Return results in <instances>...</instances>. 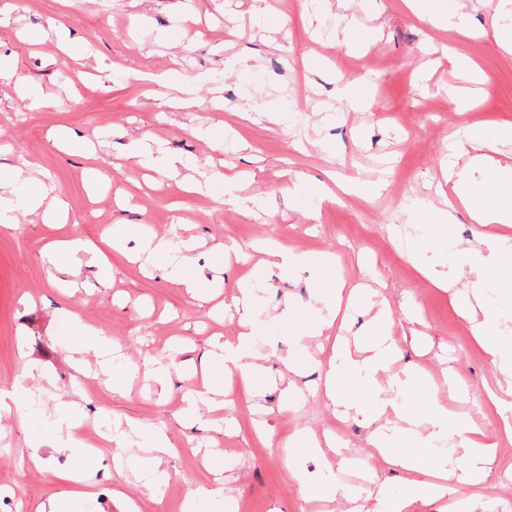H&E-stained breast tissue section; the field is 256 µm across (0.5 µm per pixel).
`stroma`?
<instances>
[{"instance_id":"stroma-1","label":"stroma","mask_w":512,"mask_h":512,"mask_svg":"<svg viewBox=\"0 0 512 512\" xmlns=\"http://www.w3.org/2000/svg\"><path fill=\"white\" fill-rule=\"evenodd\" d=\"M472 16L465 31L447 20L420 19L404 0H8L0 23V64L13 66L0 79V195L17 187L15 168L66 195L70 219L47 224L21 214L15 226H0V390H12L25 363L41 377L25 383L18 406L0 415V512H39L50 497L70 485L65 454L47 453L42 468L29 458L31 440L49 432L57 407L77 401V416L114 427L128 423L160 428L175 444L164 462L163 480L149 487L142 471L148 452L130 436L126 447L102 445L94 478L96 512H117L113 490H122L141 512H182L189 491L223 487L229 512H350L342 496L302 500L284 464L285 451L267 447L254 432L257 415L241 384L224 396V407L202 418L221 417L217 427L189 422L185 398L201 386L200 376L173 375L168 390L145 377L116 384L94 357L78 364L59 329L69 316L101 330L119 344L127 363L196 358L213 335L231 341L240 326L222 313L238 285L254 289L259 318L268 335L254 351L268 376L284 373L289 336L316 305L314 271L225 260L220 245L241 247L274 239L318 258L335 255L345 288L376 289L371 303L342 304L328 337L309 341L326 360L333 339L351 349L371 345L372 324L389 313L398 334V373L415 366L437 385L436 400L460 416L479 417L494 436L498 416L485 389L501 372L474 341L454 298L469 279L452 271L455 247L478 235L512 227L474 223L465 207L447 240L423 260L451 272L443 289L407 258L409 237L428 238L430 228L412 213L424 200L436 221L454 199L444 164L470 166V152L451 154L450 136L468 128L484 133V152L512 158V55L497 42L504 18L498 0H463ZM71 37L92 42L97 55L76 60L61 55L51 23ZM40 39H30V32ZM469 56L486 75L472 83L449 59ZM353 81L367 90L364 107L350 109L344 89ZM36 87L44 105L28 111L20 89ZM475 100L459 112L447 89ZM279 122H270L272 114ZM224 131L223 153H213L197 129ZM67 132L98 141L93 155L66 152L52 137ZM150 138L181 157L184 168L154 188L156 172L131 157L133 141ZM106 175L111 188L92 197V172ZM322 183L337 194L310 219L308 199L281 208L276 219L246 209V197L279 195L296 176ZM382 181L381 195L349 193L352 180ZM115 224L136 225L139 234L195 238L199 272L219 286L202 300L187 297L160 271L134 260V240L108 252L110 275L101 279L82 258L64 281L52 279L41 256L54 241L79 236L98 240ZM452 369L465 398L452 399L443 372ZM302 395L296 411H279L281 386H267L263 402L273 407L267 421L280 438L302 428L334 433L339 446L367 466L368 478L403 492L412 472L377 459L369 432L352 418H337L335 402L372 404L373 388L346 382L336 398L321 389L316 371L294 377ZM512 499V444L498 450V465L477 485L459 483L453 495L417 512H503Z\"/></svg>"}]
</instances>
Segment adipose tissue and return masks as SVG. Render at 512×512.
<instances>
[{"mask_svg":"<svg viewBox=\"0 0 512 512\" xmlns=\"http://www.w3.org/2000/svg\"><path fill=\"white\" fill-rule=\"evenodd\" d=\"M471 164V169L457 171L454 177L458 196L472 202V220L478 224L511 226L512 161L479 154L472 157ZM475 170L481 172L483 182L473 180L471 173ZM36 212L41 213L44 222H62L68 217L69 203L54 187L32 182L26 177L21 178L17 194L0 196L1 224L14 223L16 214ZM135 231L132 225L115 226L112 234L104 236L99 244L80 237L68 239L56 246L48 262L58 273L69 272L73 263L83 255L99 262L104 246L117 245ZM140 248L153 259L155 267L166 279L190 297H197L207 290L208 285L195 266L193 240L176 243L168 236L152 235L141 239ZM263 253L261 264L265 267L274 266L285 271L309 264L316 267L317 308L313 316L301 324L287 356L282 360L288 372L299 375L314 364L306 346L307 338L324 335L336 318V307L342 299L336 277V258L325 255L314 261L305 253L278 244L268 245ZM453 263L467 270L471 277L472 303L463 309L462 315L470 322L477 343L501 366V379L495 387L486 389L485 395L499 415L500 436L512 440V335H505L500 330V311L483 305L481 301L482 293L488 287L496 294L512 299V237L495 235L482 240L480 247L458 248L453 254ZM231 305L238 313L244 330L235 341L217 344L208 352L205 359L208 379L202 390L189 394L190 406L216 402L223 396L225 384L236 378L250 384L252 397L264 395L258 380L266 375L267 370L257 362L254 344L257 337L265 335L268 325L253 313L251 289L239 288L231 299ZM382 332L383 337L377 345L358 352L343 344L336 345L323 366L324 390L328 397H335L336 381L344 376L360 385L376 389L384 387L391 392V399L380 401L376 409L355 404L351 411L363 427L370 429L373 447L390 466L418 475L417 481L403 494L391 493L385 484H373L367 490L368 500L374 502L375 512H407L413 502L430 503L444 496L446 487L441 477L449 459H456L461 470L473 481L484 479L496 461L497 445L481 438V430L473 419L454 416L433 402L432 386L422 383L415 371L387 377L389 363L395 354V341L390 327H383ZM64 336L76 351L98 358L103 372H111L118 349L107 336L74 315L64 325ZM410 394L429 399L424 418H413L401 404V397ZM57 418L58 425L54 431L32 440L30 460L34 466H42L39 451L44 447L69 454L75 461L66 475L72 489L66 496L49 498L43 509L44 512H85L84 504L93 483L95 451L92 444L79 436L81 420L72 415L69 403L60 405ZM397 427L403 428L410 439L407 452L397 451L386 435L388 429ZM257 432L268 447L289 448L287 462L302 496L334 490V483H314L298 466L299 459L320 453L321 445L317 440L301 430L289 439L279 440L264 421L258 422Z\"/></svg>","mask_w":512,"mask_h":512,"instance_id":"adipose-tissue-1","label":"adipose tissue"}]
</instances>
